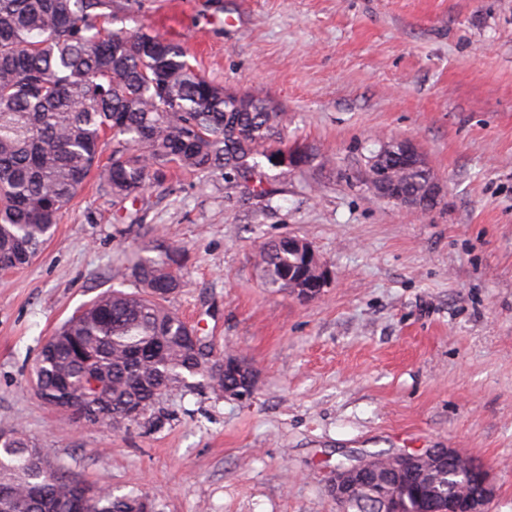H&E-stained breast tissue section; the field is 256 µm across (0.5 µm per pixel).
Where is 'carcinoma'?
Returning <instances> with one entry per match:
<instances>
[{
	"label": "carcinoma",
	"mask_w": 512,
	"mask_h": 512,
	"mask_svg": "<svg viewBox=\"0 0 512 512\" xmlns=\"http://www.w3.org/2000/svg\"><path fill=\"white\" fill-rule=\"evenodd\" d=\"M125 10L119 0H0V264L27 267L51 237L86 179L114 198L137 197L176 169L224 175V182L266 192L271 169L289 155L286 113L262 97L239 96L196 71L186 49L155 33L108 29ZM112 157L101 163L105 139ZM389 169L406 194L434 175L407 164L395 145L367 160L366 172ZM187 255L152 236L128 267L135 292L114 288L68 318L33 368L39 397L93 426L139 424L165 393L200 376L214 392H235L224 353L205 336L195 350L190 327L168 306L185 286ZM263 285L288 288L302 259L284 239L263 243ZM371 497L342 512H382ZM148 497L116 496L90 486L21 427L0 431V512H144Z\"/></svg>",
	"instance_id": "carcinoma-1"
}]
</instances>
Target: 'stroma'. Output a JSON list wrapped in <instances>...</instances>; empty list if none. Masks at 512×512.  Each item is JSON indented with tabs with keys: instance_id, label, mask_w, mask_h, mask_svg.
<instances>
[{
	"instance_id": "1",
	"label": "stroma",
	"mask_w": 512,
	"mask_h": 512,
	"mask_svg": "<svg viewBox=\"0 0 512 512\" xmlns=\"http://www.w3.org/2000/svg\"><path fill=\"white\" fill-rule=\"evenodd\" d=\"M129 3L126 28L287 112L310 161L268 198L179 173L134 202L89 178L33 262L0 275V431L24 424L75 476L156 512H341L327 492L338 461L431 447L484 464L490 512H512V0ZM392 138L433 172L431 210L366 185ZM136 205L144 225L121 223ZM155 229L189 255L171 309L242 356L255 392L181 388L129 430L80 426L29 375ZM284 235L331 273L312 301L262 286L256 247Z\"/></svg>"
}]
</instances>
